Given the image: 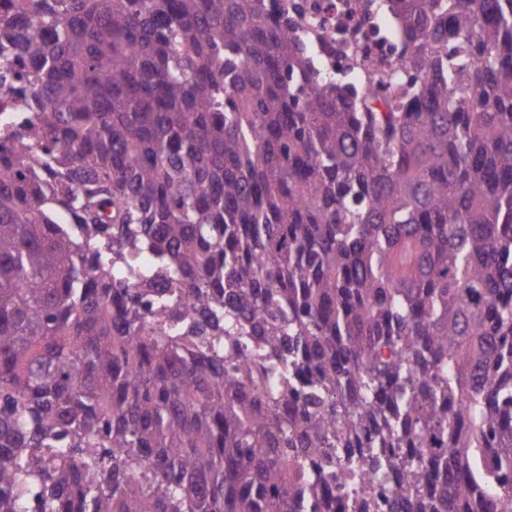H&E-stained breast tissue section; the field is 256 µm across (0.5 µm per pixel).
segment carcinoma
<instances>
[{
	"label": "carcinoma",
	"mask_w": 512,
	"mask_h": 512,
	"mask_svg": "<svg viewBox=\"0 0 512 512\" xmlns=\"http://www.w3.org/2000/svg\"><path fill=\"white\" fill-rule=\"evenodd\" d=\"M0 0V512H512V0ZM356 4L355 0H339L332 9L323 14V34L328 43L336 47V37L342 36L350 26Z\"/></svg>",
	"instance_id": "obj_1"
}]
</instances>
